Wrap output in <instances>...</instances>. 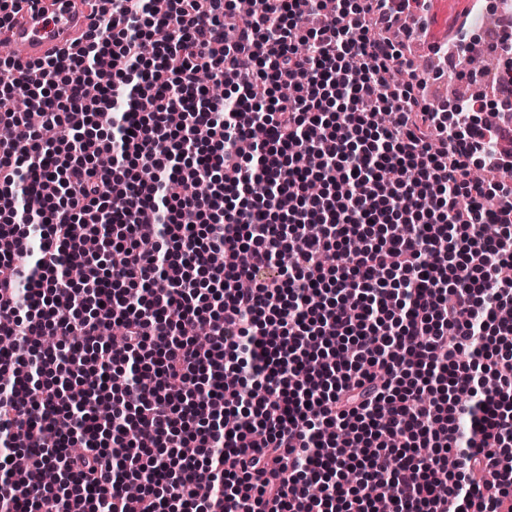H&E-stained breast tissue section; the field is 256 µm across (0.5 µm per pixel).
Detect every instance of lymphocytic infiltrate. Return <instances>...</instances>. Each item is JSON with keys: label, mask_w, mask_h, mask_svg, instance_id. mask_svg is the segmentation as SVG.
<instances>
[{"label": "lymphocytic infiltrate", "mask_w": 512, "mask_h": 512, "mask_svg": "<svg viewBox=\"0 0 512 512\" xmlns=\"http://www.w3.org/2000/svg\"><path fill=\"white\" fill-rule=\"evenodd\" d=\"M427 8L93 0L0 60V512H512V33L433 108Z\"/></svg>", "instance_id": "1"}]
</instances>
